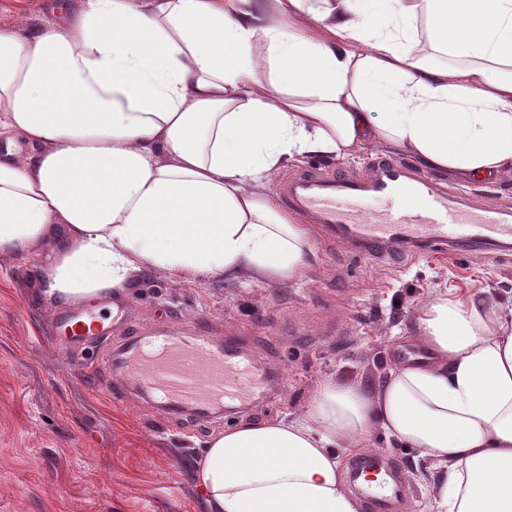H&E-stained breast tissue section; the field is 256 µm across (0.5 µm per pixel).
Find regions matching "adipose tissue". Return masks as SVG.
<instances>
[{
    "instance_id": "adipose-tissue-1",
    "label": "adipose tissue",
    "mask_w": 512,
    "mask_h": 512,
    "mask_svg": "<svg viewBox=\"0 0 512 512\" xmlns=\"http://www.w3.org/2000/svg\"><path fill=\"white\" fill-rule=\"evenodd\" d=\"M0 27V255H43L45 302L124 298L146 272L265 284L313 254L268 196L308 155L376 143L428 169L512 173V0H85ZM425 40H418L417 24ZM423 362L326 382L305 420L212 435L211 512H361L338 451L374 431L443 469L439 512H512V305L424 306Z\"/></svg>"
}]
</instances>
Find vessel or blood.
Wrapping results in <instances>:
<instances>
[{
	"mask_svg": "<svg viewBox=\"0 0 512 512\" xmlns=\"http://www.w3.org/2000/svg\"><path fill=\"white\" fill-rule=\"evenodd\" d=\"M278 197L337 243L360 252L512 247V213L431 186L402 160L378 158L367 177L303 174L283 182ZM376 199L397 201L398 207L370 211L368 204ZM55 325L58 342L67 349L91 339L112 341V323L85 310L60 312ZM112 375L114 382H133L167 411L200 417L227 401L246 405L268 381L267 373L253 369L241 341L212 335L203 324L128 342L113 359ZM352 469L365 478L359 491L372 512H390L400 488L381 458L357 457Z\"/></svg>",
	"mask_w": 512,
	"mask_h": 512,
	"instance_id": "obj_1",
	"label": "vessel or blood"
}]
</instances>
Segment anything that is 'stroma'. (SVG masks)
<instances>
[{
    "label": "stroma",
    "mask_w": 512,
    "mask_h": 512,
    "mask_svg": "<svg viewBox=\"0 0 512 512\" xmlns=\"http://www.w3.org/2000/svg\"><path fill=\"white\" fill-rule=\"evenodd\" d=\"M58 0H0V25L25 14L37 28ZM396 151L367 144L348 160L306 156L285 175L316 169L369 175L377 157ZM435 182L474 201L512 212V176L476 182L434 174ZM316 260L298 279L275 285L214 277L173 281L143 274L121 300L111 346L203 320L215 335L243 337L270 374L254 407L201 421L165 415L128 387L112 396L111 346L94 342L63 352L52 335L54 308L38 298L39 252L0 259V512H209L196 478L205 442L243 421L294 420L327 380L376 391L419 350L414 325L424 304L449 290L512 303V251L371 256L338 246L316 225ZM375 454L400 461V512H435L441 471L383 432Z\"/></svg>",
    "instance_id": "35a3bbf8"
}]
</instances>
